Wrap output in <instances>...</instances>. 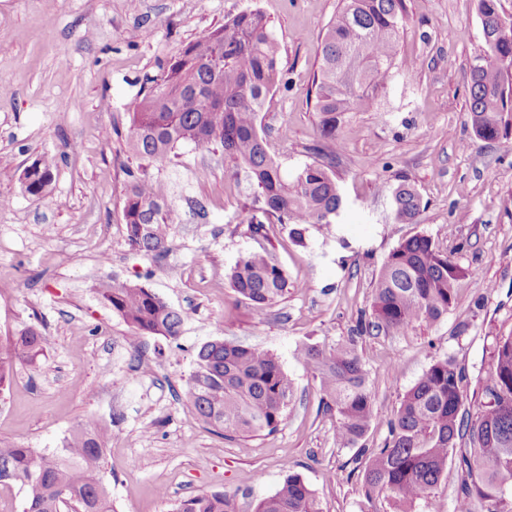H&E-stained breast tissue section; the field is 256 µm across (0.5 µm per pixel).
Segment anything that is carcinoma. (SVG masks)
Returning <instances> with one entry per match:
<instances>
[{"label":"carcinoma","mask_w":512,"mask_h":512,"mask_svg":"<svg viewBox=\"0 0 512 512\" xmlns=\"http://www.w3.org/2000/svg\"><path fill=\"white\" fill-rule=\"evenodd\" d=\"M478 15L483 46L470 69L468 114L479 139L507 152L512 143L506 118L512 112V16L504 14L501 0H478ZM406 17V0H341L323 31L313 80L322 142L311 148L316 158L289 175L258 127L259 112L283 79L266 16L257 9L240 12L188 45L161 75L149 79L129 113L128 148L139 160L136 169H126L123 194L130 249L155 259L169 253L180 215L169 201L166 181L151 167L171 159L182 145L219 151L225 170L245 174L252 188L245 216L252 235L266 237L265 221L274 219L291 225V236L301 242L303 225L336 223L344 208L331 169L342 149L336 115L373 109L398 69L408 71L400 59ZM56 167L53 157L34 161L23 179L26 192L44 193ZM380 191L390 199L392 223H418L422 200L408 176ZM464 273L428 235L400 242L382 264L371 317L360 319L357 335L402 334L417 322L439 320L453 305L455 283ZM227 279L258 317L291 287L288 271L266 247L242 255ZM96 290L136 335L180 336L186 314L146 286L103 280ZM45 344L34 326L0 340V393L9 386L15 364L36 365ZM301 357L336 409V442L355 444L376 416L356 340L329 350L307 346ZM195 364L188 395L204 423L244 437L278 429L293 382L273 355L216 338L199 348ZM482 395L479 412L470 416L465 370L452 357L433 362L394 410L383 447L368 457L367 497L382 494L408 512L404 506L428 497L456 460L462 473L456 512H473L476 503L483 512H512V335L496 339ZM108 436V426L95 422L76 425L53 449L1 440L0 486L24 492L26 512H62L67 501L80 512H113L99 476ZM464 439L468 447H457ZM177 512H233V506L224 494H199L181 502ZM255 512L321 508L315 491L290 474L257 503Z\"/></svg>","instance_id":"carcinoma-1"}]
</instances>
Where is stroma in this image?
<instances>
[{
  "mask_svg": "<svg viewBox=\"0 0 512 512\" xmlns=\"http://www.w3.org/2000/svg\"><path fill=\"white\" fill-rule=\"evenodd\" d=\"M337 3L0 0V72L11 79L0 94V338L26 325L47 338L38 366L17 365L0 394V438L55 448L77 423L103 421L110 437L100 476L114 512H176L202 493L254 512L291 474L316 491L322 512H395L386 498L367 499L364 486L363 451L382 446L385 415L447 356L467 374V409H479L494 339L512 333V153L477 138L468 118L470 67L482 43L477 0H407L401 57L415 71L396 75L373 110L338 115L345 148L333 171L346 205L337 224L307 225L300 243L287 225H267L266 242L293 285L264 318L226 280L263 241L242 221L245 175L226 172L220 157L183 146L160 167L184 217L166 257L126 242L125 170L137 165L128 113L145 77L225 20L262 11L288 85L268 96L259 122L271 153L293 172L321 139L311 87ZM46 155L57 159L53 181L30 195L22 173ZM402 174L425 204L415 224L391 223L377 190ZM416 234L467 274L439 321L356 338L381 417L358 444L339 445L337 414L300 351L354 338L385 258ZM102 279L145 284L185 311L181 336L133 337L96 294ZM219 336L269 352L292 379L276 432L227 439L195 412L187 381L199 348Z\"/></svg>",
  "mask_w": 512,
  "mask_h": 512,
  "instance_id": "1",
  "label": "stroma"
}]
</instances>
